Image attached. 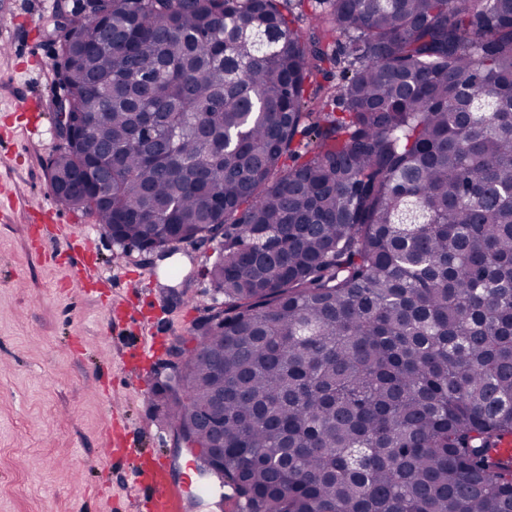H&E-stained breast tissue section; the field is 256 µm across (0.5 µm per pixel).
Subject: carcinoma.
<instances>
[{"mask_svg":"<svg viewBox=\"0 0 512 512\" xmlns=\"http://www.w3.org/2000/svg\"><path fill=\"white\" fill-rule=\"evenodd\" d=\"M317 4L305 34L283 0L54 23L73 126L106 116L53 192L125 248L224 225V310L155 393L204 450L223 418L224 500L512 512V0ZM107 149L108 195L70 194Z\"/></svg>","mask_w":512,"mask_h":512,"instance_id":"cac0c4a2","label":"carcinoma"}]
</instances>
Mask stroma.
<instances>
[{
  "label": "stroma",
  "instance_id": "stroma-1",
  "mask_svg": "<svg viewBox=\"0 0 512 512\" xmlns=\"http://www.w3.org/2000/svg\"><path fill=\"white\" fill-rule=\"evenodd\" d=\"M56 0H11L0 12V512H137L139 491L101 453L107 437L135 438L189 481L191 512H219L221 489L189 467L175 428L150 390L151 365L136 363L139 333L163 345L192 333L224 297L208 270L217 242H182L159 259L121 249L94 219L62 204L45 165L62 147L52 100ZM51 207L66 229L40 243L32 216L9 195ZM104 279L82 287L81 239Z\"/></svg>",
  "mask_w": 512,
  "mask_h": 512
}]
</instances>
